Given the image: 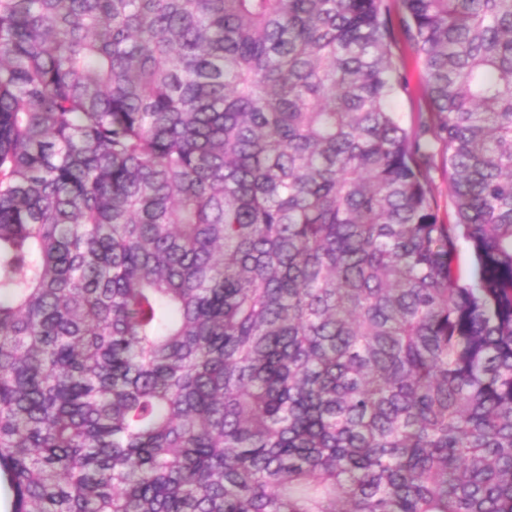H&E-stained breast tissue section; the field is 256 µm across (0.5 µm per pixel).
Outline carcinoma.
<instances>
[{
    "label": "carcinoma",
    "mask_w": 512,
    "mask_h": 512,
    "mask_svg": "<svg viewBox=\"0 0 512 512\" xmlns=\"http://www.w3.org/2000/svg\"><path fill=\"white\" fill-rule=\"evenodd\" d=\"M0 487L512 512V0H0ZM393 52L398 58H406V76L407 86L404 91L394 99L392 106L395 112L401 117L405 127H410L417 112L426 111V102L421 92V72L415 60L411 58L405 39L399 30L396 31V43L393 46ZM432 177L435 185V195L439 206L441 220L448 223V210H451L450 198L448 195V181L440 169H434Z\"/></svg>",
    "instance_id": "1"
}]
</instances>
